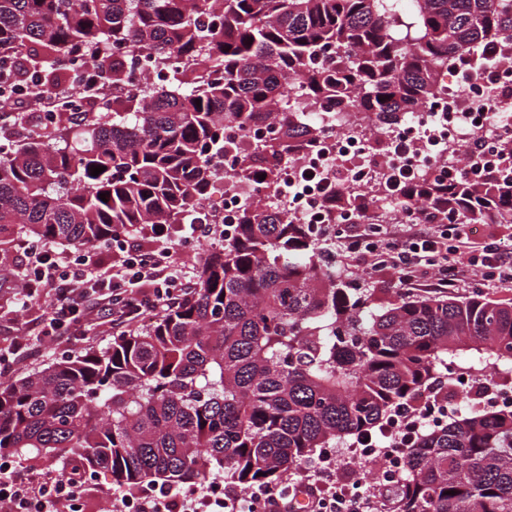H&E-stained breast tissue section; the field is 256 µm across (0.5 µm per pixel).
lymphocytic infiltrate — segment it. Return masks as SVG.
I'll use <instances>...</instances> for the list:
<instances>
[{
    "label": "lymphocytic infiltrate",
    "mask_w": 512,
    "mask_h": 512,
    "mask_svg": "<svg viewBox=\"0 0 512 512\" xmlns=\"http://www.w3.org/2000/svg\"><path fill=\"white\" fill-rule=\"evenodd\" d=\"M460 57L456 68L463 77H480L506 83L512 77V59H500L495 48ZM497 158L488 160L487 141L476 137L465 165L438 163L443 145L421 134L401 135L391 144L385 160L387 176L380 200L405 205L399 228L391 230L366 220V201L346 198L328 177L325 168L299 166L288 185L297 207L314 221V231L324 244L336 245L337 265L361 260L374 274L392 275L402 288L412 291L431 283L433 288L452 291L467 274L481 282L512 283V242L484 239L473 249L457 211L433 224L429 209L417 198L418 171L432 169L442 186L452 188L469 182L492 183L512 170V133L497 136ZM153 245L134 246L124 231L112 238V262L100 266L90 254L57 252L46 245L21 242L26 259L19 290L25 300L48 298L50 321L41 329L44 341L61 335L81 336L93 313L108 311L113 325L126 334L136 333L154 315L185 301L194 291L195 279L173 258L182 243L176 226L153 227ZM337 451L324 449L307 469V479L288 478L277 485L260 484L248 491L234 485L215 490L203 484L183 488L143 489L116 494L102 488L112 500V512H297L299 495H307V512H376L375 486H348L336 475ZM79 494L75 484L59 480L33 466L0 469V512H73Z\"/></svg>",
    "instance_id": "obj_1"
}]
</instances>
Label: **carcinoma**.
<instances>
[{"instance_id":"cac0c4a2","label":"carcinoma","mask_w":512,"mask_h":512,"mask_svg":"<svg viewBox=\"0 0 512 512\" xmlns=\"http://www.w3.org/2000/svg\"><path fill=\"white\" fill-rule=\"evenodd\" d=\"M493 41L512 55V0H0V59L35 46L38 92L71 86L73 59L112 70L108 111L79 142L61 117L48 141L0 130V255L17 238L105 247L117 227L183 224L227 155L243 177L272 180L324 137L307 115L350 104L392 124L431 106L448 61ZM130 52L158 82L129 88ZM294 85L309 112L287 104ZM262 118L261 144L226 136ZM419 183L425 203L453 209L459 194L479 220L512 224V175L492 191L455 194L427 170ZM460 368L512 375V302L475 291L381 303L323 263L311 225L249 203L193 297L135 336L0 382V453L129 489L273 484L393 408H419ZM387 512H512V411L465 400L423 431Z\"/></svg>"}]
</instances>
